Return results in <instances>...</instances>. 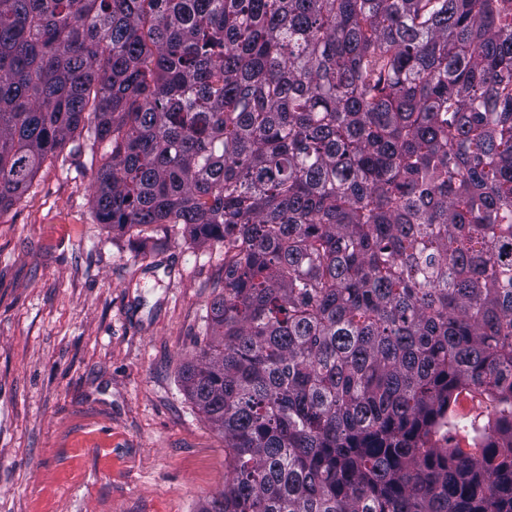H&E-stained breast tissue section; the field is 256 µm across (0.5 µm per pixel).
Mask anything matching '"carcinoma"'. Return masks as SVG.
<instances>
[{
    "mask_svg": "<svg viewBox=\"0 0 512 512\" xmlns=\"http://www.w3.org/2000/svg\"><path fill=\"white\" fill-rule=\"evenodd\" d=\"M85 132L224 243L199 512H512V0H0V211Z\"/></svg>",
    "mask_w": 512,
    "mask_h": 512,
    "instance_id": "1",
    "label": "carcinoma"
}]
</instances>
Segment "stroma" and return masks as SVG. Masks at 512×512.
<instances>
[{
    "label": "stroma",
    "instance_id": "stroma-1",
    "mask_svg": "<svg viewBox=\"0 0 512 512\" xmlns=\"http://www.w3.org/2000/svg\"><path fill=\"white\" fill-rule=\"evenodd\" d=\"M73 142L0 211V512H198L224 438L180 367L209 334L224 245L180 224L122 232Z\"/></svg>",
    "mask_w": 512,
    "mask_h": 512
}]
</instances>
